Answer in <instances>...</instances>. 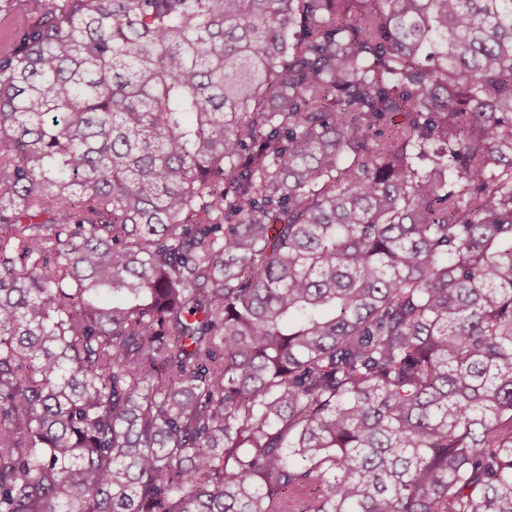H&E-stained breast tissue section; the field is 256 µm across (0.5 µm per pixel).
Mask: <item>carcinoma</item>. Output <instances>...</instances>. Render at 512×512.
Returning a JSON list of instances; mask_svg holds the SVG:
<instances>
[{
  "label": "carcinoma",
  "mask_w": 512,
  "mask_h": 512,
  "mask_svg": "<svg viewBox=\"0 0 512 512\" xmlns=\"http://www.w3.org/2000/svg\"><path fill=\"white\" fill-rule=\"evenodd\" d=\"M0 512H512V0H3Z\"/></svg>",
  "instance_id": "1"
}]
</instances>
